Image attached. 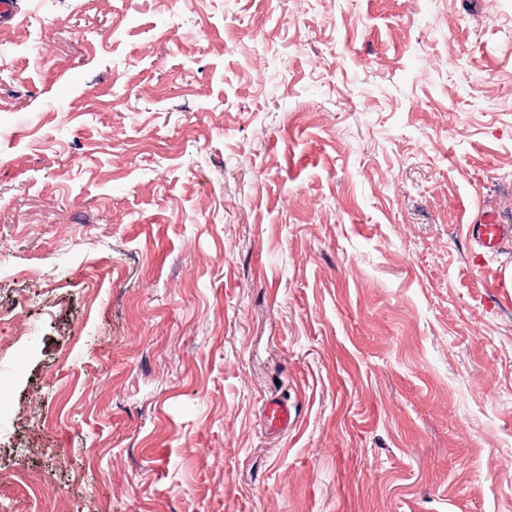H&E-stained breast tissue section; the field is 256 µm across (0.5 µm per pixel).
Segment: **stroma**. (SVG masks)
<instances>
[{
	"label": "stroma",
	"mask_w": 512,
	"mask_h": 512,
	"mask_svg": "<svg viewBox=\"0 0 512 512\" xmlns=\"http://www.w3.org/2000/svg\"><path fill=\"white\" fill-rule=\"evenodd\" d=\"M510 25L16 0L0 470L40 512H512V240L469 234L512 225ZM472 233L485 250L495 251L502 241L511 237L512 227L501 224L494 212L486 211L481 214L479 224H473ZM266 424L271 429H287L294 420V415L288 402L277 398L268 399L264 405Z\"/></svg>",
	"instance_id": "stroma-1"
}]
</instances>
